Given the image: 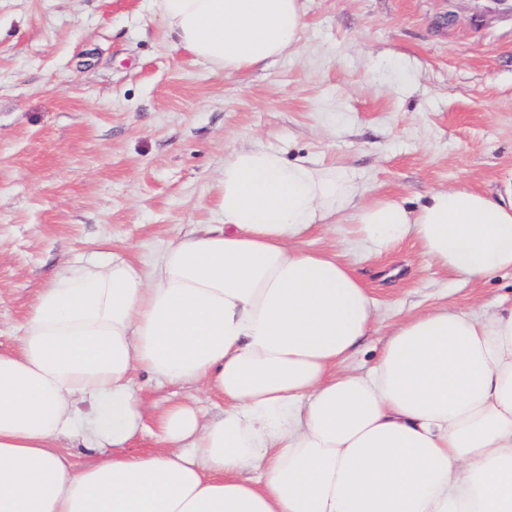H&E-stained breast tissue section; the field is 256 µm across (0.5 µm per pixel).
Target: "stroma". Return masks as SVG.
Segmentation results:
<instances>
[{
    "label": "stroma",
    "instance_id": "stroma-1",
    "mask_svg": "<svg viewBox=\"0 0 512 512\" xmlns=\"http://www.w3.org/2000/svg\"><path fill=\"white\" fill-rule=\"evenodd\" d=\"M297 49L227 75L173 46L154 0H0V349L68 262L131 244L141 263L213 226L224 157L261 141L350 168L369 197L512 180V0H304ZM376 324L343 368L367 372L393 330L437 307L512 304V272L463 280L413 240L357 263ZM135 386L155 418L201 390Z\"/></svg>",
    "mask_w": 512,
    "mask_h": 512
}]
</instances>
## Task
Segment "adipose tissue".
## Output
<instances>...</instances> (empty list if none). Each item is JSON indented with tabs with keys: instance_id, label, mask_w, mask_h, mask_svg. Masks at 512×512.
<instances>
[{
	"instance_id": "adipose-tissue-1",
	"label": "adipose tissue",
	"mask_w": 512,
	"mask_h": 512,
	"mask_svg": "<svg viewBox=\"0 0 512 512\" xmlns=\"http://www.w3.org/2000/svg\"><path fill=\"white\" fill-rule=\"evenodd\" d=\"M173 44L228 74L287 56L303 0H157ZM355 175L257 142L224 158L218 230L147 265L116 252L42 289L0 352V512H512V306L403 321L370 373L340 372L374 321L351 262L301 248L347 227L350 250L414 239L458 277L512 270V190L362 202ZM204 386L208 422L177 402L158 448L137 370ZM67 440L103 451L77 464Z\"/></svg>"
}]
</instances>
